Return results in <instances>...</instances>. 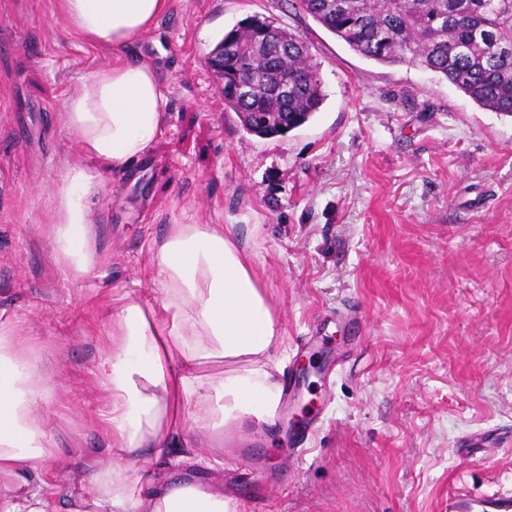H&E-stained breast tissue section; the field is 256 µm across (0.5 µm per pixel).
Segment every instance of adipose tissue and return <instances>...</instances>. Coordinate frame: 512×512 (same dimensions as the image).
<instances>
[{
  "label": "adipose tissue",
  "mask_w": 512,
  "mask_h": 512,
  "mask_svg": "<svg viewBox=\"0 0 512 512\" xmlns=\"http://www.w3.org/2000/svg\"><path fill=\"white\" fill-rule=\"evenodd\" d=\"M59 11L94 48L135 45L169 0H58ZM167 96L156 72L127 60L89 72L69 96L63 127L81 155L119 171L161 135ZM97 188L81 165L67 167L52 199L50 236L72 281L101 262L87 198ZM156 299L128 300L106 316L108 351L96 369L105 392L99 412L111 468L90 477L92 496L74 512H238L229 498L188 485L156 487L147 459L172 455L185 425L218 437L220 427L272 423L280 400L278 336L249 249L229 224H171L150 248ZM223 360V375L202 365ZM58 372L32 364L15 329L0 323V512H55L45 479L57 449L32 411L48 401ZM195 415H187L190 406ZM146 486L132 493L130 478Z\"/></svg>",
  "instance_id": "ef3b65f1"
}]
</instances>
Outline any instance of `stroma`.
<instances>
[{
    "mask_svg": "<svg viewBox=\"0 0 512 512\" xmlns=\"http://www.w3.org/2000/svg\"><path fill=\"white\" fill-rule=\"evenodd\" d=\"M254 14L306 41L325 93L306 124L272 137L225 111L206 65ZM127 59L157 70L168 106L121 174L78 153L62 114L91 70ZM70 164L100 184L89 219L102 261L77 283L49 235ZM171 224H230L249 242L283 379L301 356L325 361L274 426L230 432L274 484L177 454L159 483L221 485L242 512H448L454 494L512 493L511 117L432 72L361 57L296 0H170L139 45L112 50L69 29L56 0H0V323L61 372L35 407L58 447L57 512L112 462L98 427L105 315L154 299L148 247ZM304 420L316 427L298 457L283 426Z\"/></svg>",
    "mask_w": 512,
    "mask_h": 512,
    "instance_id": "1",
    "label": "stroma"
}]
</instances>
